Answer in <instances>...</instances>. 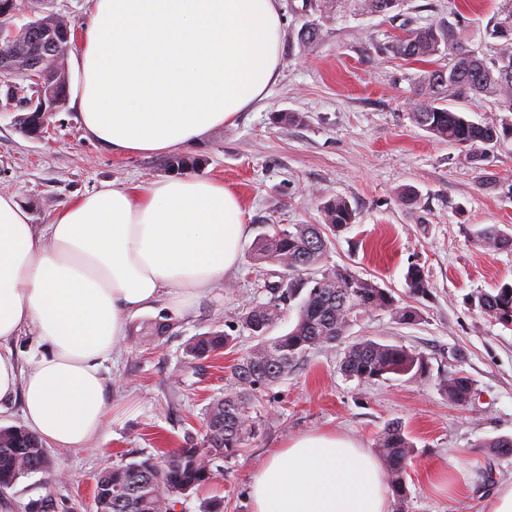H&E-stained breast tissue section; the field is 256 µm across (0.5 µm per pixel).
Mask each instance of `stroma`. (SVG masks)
Returning a JSON list of instances; mask_svg holds the SVG:
<instances>
[{
  "label": "stroma",
  "instance_id": "stroma-1",
  "mask_svg": "<svg viewBox=\"0 0 512 512\" xmlns=\"http://www.w3.org/2000/svg\"><path fill=\"white\" fill-rule=\"evenodd\" d=\"M502 0H406L398 13L326 19L305 0H282L281 71L263 106L232 125L209 131L201 143L176 148L200 159L196 173L224 183L241 198L249 232L237 267L223 287L187 309L166 302L127 322L128 328L171 314L175 326L159 342H125L105 363L104 437L87 448L50 449L51 470L17 480L0 494V512H94L96 476L105 468L158 446L178 448L203 434L204 410L231 381L232 355L191 362L186 343L219 329L254 341L237 317L263 302V281L251 267L254 242L275 224H319L325 200L342 197L355 211L337 233L327 266L348 267L414 303L418 321L397 322L385 311L352 324L344 340L310 350L288 377L262 394L263 433L232 458L216 461L210 484L181 498L177 512H202L213 499L224 512H251L253 475L292 441L335 434L375 450L389 422H402L417 452L407 475L405 512H485L499 489L512 485V456L487 442L512 437V326L484 314L471 295L512 283V251L475 241L487 224L512 233V141L484 161L433 139L411 119L422 64L380 52L404 25L464 16V30L487 57L496 42L485 35ZM320 26L302 46L298 31ZM296 115L282 122V113ZM16 113L0 108V193L15 196L32 224L50 223L67 203L104 185L145 186L167 178V155H120L90 137L73 106L52 115L41 138L19 132ZM414 188L415 203L402 202ZM419 265L431 283L428 297L411 300L405 274ZM362 336L422 352L428 372L416 380L361 383L341 370L349 343ZM462 372L475 388L471 402L449 401L448 372Z\"/></svg>",
  "mask_w": 512,
  "mask_h": 512
}]
</instances>
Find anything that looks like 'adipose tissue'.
<instances>
[{
	"label": "adipose tissue",
	"mask_w": 512,
	"mask_h": 512,
	"mask_svg": "<svg viewBox=\"0 0 512 512\" xmlns=\"http://www.w3.org/2000/svg\"><path fill=\"white\" fill-rule=\"evenodd\" d=\"M282 33L279 0H94L71 98L115 153L187 147L264 100ZM247 232L238 196L198 175L85 194L39 230L0 195V405L21 399L44 444H88L106 418L102 366L128 319L208 292ZM32 326L45 351L24 370L11 342ZM251 500L253 512H388L374 456L332 434L279 451L254 474Z\"/></svg>",
	"instance_id": "1"
}]
</instances>
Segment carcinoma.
Returning a JSON list of instances; mask_svg holds the SVG:
<instances>
[{
  "instance_id": "obj_1",
  "label": "carcinoma",
  "mask_w": 512,
  "mask_h": 512,
  "mask_svg": "<svg viewBox=\"0 0 512 512\" xmlns=\"http://www.w3.org/2000/svg\"><path fill=\"white\" fill-rule=\"evenodd\" d=\"M402 0H318L324 12L349 11L355 15H387L398 10ZM12 13L0 14V27L13 29V44L32 49L31 67L40 72L60 55L47 47L51 34L67 46V28L59 15L44 12L20 27L13 25ZM497 40V55L489 58L464 36L460 21L404 29L384 44L383 50L408 62H424L430 68L417 75L416 83L426 92L413 99L411 115L416 124L434 138L467 147L473 158L483 160L497 145L512 140V124L475 121L453 108L456 103L493 98L512 112V0L487 31ZM444 57L442 64L435 57ZM52 85L58 96L68 98L69 75L63 68L53 71ZM322 224H276L273 232L258 238L250 260L253 267L276 265L282 269L277 281L264 283L269 298L245 308L237 319L255 344L231 367L232 382L220 396L212 398L204 410L205 434L201 441L182 448L157 449V454L121 462L104 470L94 486L95 512H175L179 499L209 483L214 462L227 458L249 445L261 433L264 419L257 408L258 395L269 385L288 376L293 367L313 347H330L348 332L359 317L388 311L402 324L419 319L418 309L402 306L391 292L364 279L347 267H321L331 237L353 224L351 205L337 197L323 203ZM475 240L496 251H512V234L496 224L474 231ZM406 285L411 295L424 297L431 286L418 266L408 268ZM298 301L293 326L280 336L269 337L283 313V306ZM478 307L502 323L512 320V285L475 297ZM175 322L168 317L144 324L137 335L157 342L170 335ZM237 339L212 329L191 338L185 346L191 361L216 358L225 350L235 351ZM344 374L361 382L387 375L409 380L428 372L424 354L403 345L361 338L345 353ZM449 401L463 405L474 393L471 379L450 372L443 380ZM376 451L399 507L408 499V459L416 446L399 422H391L381 435ZM50 469L49 453L34 434L22 427L0 429V491L21 478Z\"/></svg>"
}]
</instances>
